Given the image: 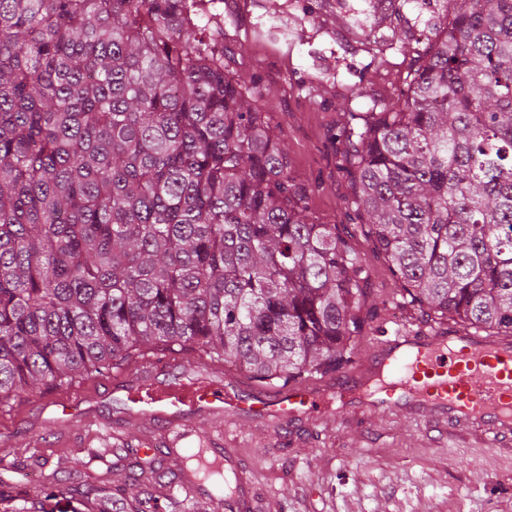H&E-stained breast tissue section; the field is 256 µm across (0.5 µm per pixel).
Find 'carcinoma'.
I'll return each instance as SVG.
<instances>
[{"mask_svg":"<svg viewBox=\"0 0 512 512\" xmlns=\"http://www.w3.org/2000/svg\"><path fill=\"white\" fill-rule=\"evenodd\" d=\"M196 0H0V405L147 351L285 388L352 362L367 260L316 224ZM408 93L350 117L402 296L512 335V0H449ZM78 512H155L80 465ZM166 512H204L163 476ZM49 496L0 512H48Z\"/></svg>","mask_w":512,"mask_h":512,"instance_id":"cac0c4a2","label":"carcinoma"}]
</instances>
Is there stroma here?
<instances>
[{
  "instance_id": "35a3bbf8",
  "label": "stroma",
  "mask_w": 512,
  "mask_h": 512,
  "mask_svg": "<svg viewBox=\"0 0 512 512\" xmlns=\"http://www.w3.org/2000/svg\"><path fill=\"white\" fill-rule=\"evenodd\" d=\"M230 73L266 91L258 105L282 135L291 172L307 190L319 224L339 232L367 258V299L354 361L368 359L381 329L431 331L427 308L408 302L379 255L353 205V185L342 164L341 132L349 113L383 107L407 91L446 17L445 0H197ZM115 374L58 386L64 396L93 399L95 422L53 421L46 394L0 406V453L13 460L0 481L19 491H52L54 512H70L68 485L46 477L107 433L124 437L127 455L112 458L111 481L123 484L134 463L175 470L165 446L167 428L135 421ZM223 437L253 468L266 512H512V449L450 436L431 416L384 412L372 419L333 415L278 426L259 420L228 426ZM152 453H144V446Z\"/></svg>"
}]
</instances>
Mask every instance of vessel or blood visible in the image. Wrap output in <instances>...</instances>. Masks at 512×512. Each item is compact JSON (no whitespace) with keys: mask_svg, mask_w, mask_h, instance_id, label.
<instances>
[{"mask_svg":"<svg viewBox=\"0 0 512 512\" xmlns=\"http://www.w3.org/2000/svg\"><path fill=\"white\" fill-rule=\"evenodd\" d=\"M356 371L354 382L337 389L297 384L267 394L230 389L204 375L186 374L173 383L148 370L115 390L124 394L132 413L177 426L170 441L175 448L196 434L202 420L214 425L242 419L317 422L336 408L435 416L447 421L449 431L493 447L512 437L510 337L406 327L379 336L373 356ZM218 454L237 486L229 502L213 503L214 512H257L259 501L238 450L226 447Z\"/></svg>","mask_w":512,"mask_h":512,"instance_id":"1","label":"vessel or blood"}]
</instances>
